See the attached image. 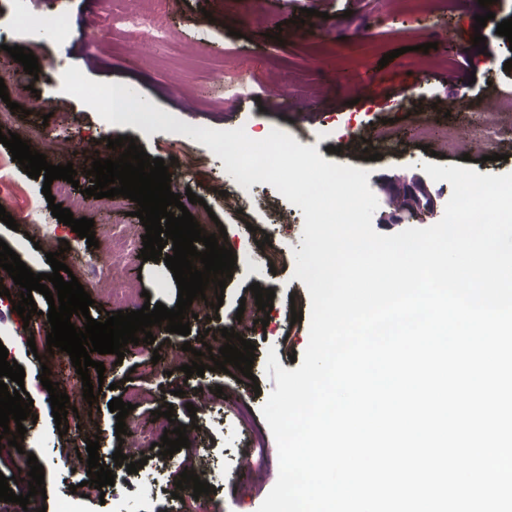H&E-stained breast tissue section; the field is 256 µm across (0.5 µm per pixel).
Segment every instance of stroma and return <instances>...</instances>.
<instances>
[{"mask_svg":"<svg viewBox=\"0 0 512 512\" xmlns=\"http://www.w3.org/2000/svg\"><path fill=\"white\" fill-rule=\"evenodd\" d=\"M254 0H166L165 28L180 52H156L149 38L123 26L98 20L97 0H27L28 16L44 19L61 10L69 33L49 29L43 37L31 39L15 30L10 22L9 0H0V38L9 45L31 50L40 72L32 76L15 66L6 87L9 110L0 101V114L9 113L13 128L20 134H38L41 152L48 162L63 165L75 153L94 147L107 138L127 136L141 145L151 158L171 160V172L189 165L183 186L199 197L192 215L197 222L216 216L224 226L236 256L232 279L227 280L224 302L219 309H206L192 324V331L233 327L238 307L252 313L255 324L245 339L255 344L252 378L236 381L220 371L204 376L144 377L136 370V357L125 356L122 364L107 366L106 383L98 397L95 416L100 433L99 445L117 447L116 419L108 404L122 397L128 387H148L152 401L136 407L140 422L152 419L162 404L174 406L176 422L185 424L190 445L181 449L174 462L162 459L158 450H146L147 463L138 472L113 466L114 485L104 488L103 496L70 498L72 479L63 462L71 452L68 436L59 435L51 404L45 393L33 390L36 360L34 350L46 346L47 330L39 322L23 323L11 303L0 306V344L25 371L24 385L30 388L35 425L30 426V442L44 467L45 497H34L33 508L58 512L61 500L73 501L75 512H176L174 483L183 470H199V449H209L214 474L207 500L211 512H258L278 477V464L267 458L255 459L253 486L239 488V467L254 442L249 430L239 423L236 399H246L255 427L263 434L266 448L275 440L265 422L261 407L276 388L274 378L265 372L266 354L275 351L278 362L288 371L296 370V357L302 356L309 342L310 296L302 280L294 278L296 251L302 250L303 220L287 225L273 224L277 210L287 208V200L267 183L250 185L243 207L230 198L239 185L226 173L224 161L204 144L180 134L179 125L213 129L244 127L248 136L262 139L274 128L291 135L303 146L316 148L322 159L369 171L371 178L421 170L423 163L462 166L463 155H470L480 174L512 173V138L487 147L463 141L458 152L439 156L436 140L418 148L413 131L426 123L435 129L456 127L467 133L472 123H501L503 117L487 111V103L500 92L512 90V70L504 63L512 58V44L496 33L500 21L512 17V0H493L488 7L449 9L446 0L426 5L423 12L411 13L387 4L386 0H263L262 11H255ZM311 9L308 22H299L301 9ZM495 15L492 23L476 28L475 17L483 11ZM96 36H83L87 28ZM458 35L469 47L454 62L444 61L436 42L441 31ZM495 51L493 62H485L472 45L475 35ZM429 51H421V44ZM389 63H382L383 55ZM79 83H71V74ZM243 76L250 90L248 98H236L232 88L236 76ZM464 87L448 96L446 87L454 78ZM477 85H469V78ZM126 90L133 107L150 112L154 122L110 123L103 103L112 88ZM360 100L346 101L350 92ZM50 102L51 117L36 110L37 99ZM392 135L389 147L377 141V131ZM18 193L10 210L17 229L0 222V239L16 252L34 273L50 272L44 251L35 249L25 235V215L32 200L42 199V180L29 178L16 170ZM40 222L45 239L64 236L72 250L65 262L80 283L93 273L94 248L80 239L70 226L58 222L50 209H42ZM277 252L276 265L267 255ZM129 273L137 277L139 289L148 291L151 302L174 308L178 288L164 261L134 259ZM275 292L272 311L259 310L249 287L252 283ZM302 320H293V312ZM33 332L34 343H27L25 332ZM132 383H125V376ZM222 387L224 395L215 399L212 418L200 423L190 417L184 394L197 384Z\"/></svg>","mask_w":512,"mask_h":512,"instance_id":"35a3bbf8","label":"stroma"}]
</instances>
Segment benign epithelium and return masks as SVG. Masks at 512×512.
I'll return each instance as SVG.
<instances>
[{
  "label": "benign epithelium",
  "mask_w": 512,
  "mask_h": 512,
  "mask_svg": "<svg viewBox=\"0 0 512 512\" xmlns=\"http://www.w3.org/2000/svg\"><path fill=\"white\" fill-rule=\"evenodd\" d=\"M385 207L375 216L381 225L424 221L437 214L440 194L418 172L376 180Z\"/></svg>",
  "instance_id": "7a95c632"
}]
</instances>
